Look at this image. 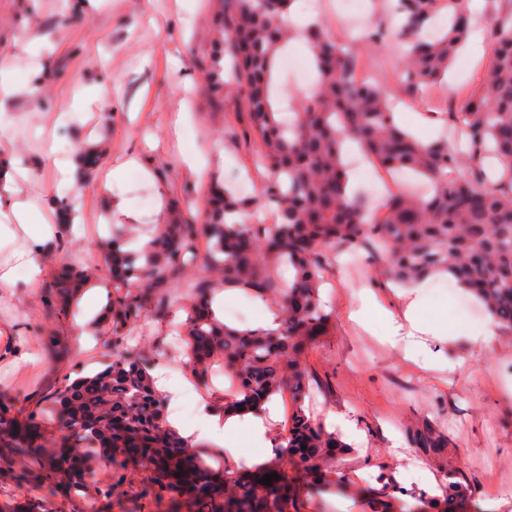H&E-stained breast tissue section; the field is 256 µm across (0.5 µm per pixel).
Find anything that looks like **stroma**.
<instances>
[{"mask_svg": "<svg viewBox=\"0 0 512 512\" xmlns=\"http://www.w3.org/2000/svg\"><path fill=\"white\" fill-rule=\"evenodd\" d=\"M218 4L195 0L190 14L181 0H0V57L10 61L22 85L1 106L16 116L6 130L15 151L32 158L52 147L71 160L80 151L101 154L91 178L73 179L70 216L79 227L63 251L47 255L48 264L85 268L94 280L104 281L102 255L88 252L87 243L102 234L113 201L124 200L137 215L130 225L136 238L146 225L169 223V216L157 213L160 195L178 199L183 215L198 219L209 181L226 184L245 171L256 182L266 179V170L254 164L256 145L238 134L240 100H217L208 93L209 47L215 37L211 17ZM357 50L359 67L381 87L396 91V39L380 46L361 44ZM491 61L484 29L476 27L447 84L411 99L400 112L402 125L423 139L437 136L447 113L479 88ZM88 86L97 88L109 110L93 104L88 113L55 125V116ZM182 107L191 114L192 134L178 145L168 136V123ZM185 149L203 152L210 160L208 169L189 180L178 172ZM133 155L139 156L140 167L128 169L121 184H107L112 167ZM145 166L153 169V179L143 176ZM58 179L51 167L13 178L21 195L45 210L52 224L57 218L47 202ZM350 266L348 253L329 256L322 299L331 329L305 351L314 377L313 415L325 421L342 414L356 425L355 432L344 436L353 452L334 464L347 491L323 494L304 512H370L362 486L374 480L380 464L405 468L416 462L439 475L451 468L464 471L480 512H512V333L501 331L488 347L473 344L469 332L476 321L487 318V311L459 289L438 293L440 280L431 278L422 317L448 320L456 337L429 340L444 367L424 368L383 343L381 325L368 332L349 320L348 311L361 293H372L379 308L390 311L398 302L395 283L377 269L365 268L358 277ZM80 311L75 303L70 313L51 316L40 294L24 307L0 300V328L27 332L28 349L41 363L37 370L16 372L0 362V396L10 400L18 417L43 407L66 375L104 368L111 340L108 324L102 319L88 327L91 344L78 348L73 338L80 333ZM127 346L154 356L176 374L184 372L166 325L158 321L132 328ZM425 423L449 439L438 457L413 447L407 436L409 428ZM97 477L103 483L121 482L125 490L112 512H132L137 505L147 512H168L167 501L141 498L145 474L140 469L103 461Z\"/></svg>", "mask_w": 512, "mask_h": 512, "instance_id": "stroma-1", "label": "stroma"}]
</instances>
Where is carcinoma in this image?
<instances>
[{"instance_id": "1", "label": "carcinoma", "mask_w": 512, "mask_h": 512, "mask_svg": "<svg viewBox=\"0 0 512 512\" xmlns=\"http://www.w3.org/2000/svg\"><path fill=\"white\" fill-rule=\"evenodd\" d=\"M295 0H221L213 23L219 39L211 46L210 93L243 101L241 136L258 142L256 164L269 176L261 196L232 188L214 189L202 223L176 215V222L153 238L149 259L124 249L114 237L104 244L112 326V362L93 376L67 378L45 408L20 420L0 398V468L14 470L22 459L34 463L17 472L18 483L41 490L26 494L0 512H50L48 496L92 491L90 512L112 509V484L95 480V466L108 457L120 467L145 472L148 493L168 499L174 512H301L300 489L281 463L300 471L309 492L341 489L329 459L353 448L305 411L312 375L303 349L328 334L330 314L319 285L330 254L337 249L366 251L389 261L384 272L396 282L448 270L480 298L512 332V16L490 25L492 65L461 111L449 113L462 134L459 149L440 138L425 143L394 120L385 90L376 81L353 79L352 47L319 21L306 32L314 54V90L302 97L292 122L274 105L272 71L276 51L293 36L288 14ZM400 67L397 83L411 97L441 83L468 40L471 22L463 0H397ZM447 19L443 30L427 32L432 19ZM393 171L427 177L426 195L397 192L383 208L348 193L342 162L345 143ZM271 205L276 223L255 217ZM206 244L202 271L181 278L182 268ZM224 284L271 294L281 311L274 333L232 329L212 317V272ZM82 270L68 269L44 285L46 306L65 314ZM186 319L179 333L186 344L196 383L208 387L211 360L224 359V373L238 384L236 399L224 407L262 411L274 395L288 393L291 425L280 436V462L236 475L206 464L203 454L184 446L166 421V397L154 386L146 358L125 352L128 330L150 317L166 319L180 297ZM58 421L56 445H43L45 414ZM409 436L430 455L448 447L447 436L430 425ZM180 477H175V474ZM276 474L272 485L259 483ZM375 512H398L399 485L381 466L377 486L366 488ZM472 490L460 470L444 475V494L420 498L418 512H470Z\"/></svg>"}]
</instances>
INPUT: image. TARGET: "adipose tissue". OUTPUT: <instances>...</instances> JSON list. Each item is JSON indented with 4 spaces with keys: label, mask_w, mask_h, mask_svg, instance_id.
Returning <instances> with one entry per match:
<instances>
[{
    "label": "adipose tissue",
    "mask_w": 512,
    "mask_h": 512,
    "mask_svg": "<svg viewBox=\"0 0 512 512\" xmlns=\"http://www.w3.org/2000/svg\"><path fill=\"white\" fill-rule=\"evenodd\" d=\"M60 227L46 223L39 212L29 209L26 203L18 200L10 180L0 181V237H21V245L9 256L0 259V288L14 286L17 270H24L29 288H39L47 275L44 260L46 243L56 239ZM426 279H416L406 283L397 291L401 307L398 312L379 310L369 294L359 296V302L349 313L350 320L364 325L373 315H380L386 330L384 341L391 347L403 350L406 357L430 368L439 359L427 346L428 339L452 340L454 330L441 321L427 322L421 319L420 312L426 300ZM223 394L209 396V411L201 420L193 424L184 423L176 416H169L170 427L190 444L213 441L221 444L227 453H234L232 439L240 431H248L254 442L267 448L273 443V425L278 418L275 403H267L265 412L256 414L248 411L226 412L222 409Z\"/></svg>",
    "instance_id": "1"
}]
</instances>
